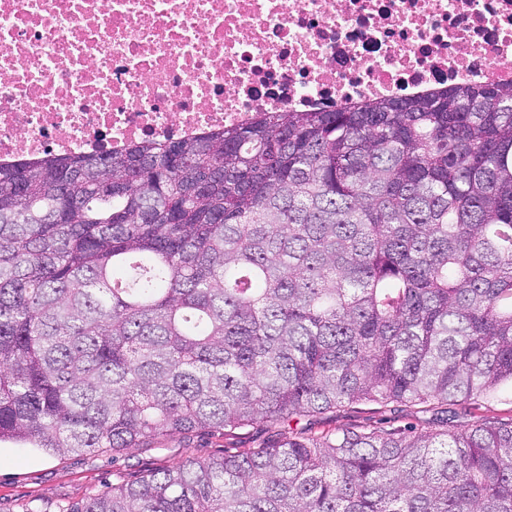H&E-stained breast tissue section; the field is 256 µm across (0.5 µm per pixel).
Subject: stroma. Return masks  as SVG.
Masks as SVG:
<instances>
[{
  "mask_svg": "<svg viewBox=\"0 0 512 512\" xmlns=\"http://www.w3.org/2000/svg\"><path fill=\"white\" fill-rule=\"evenodd\" d=\"M421 413L366 403L336 416L316 421L315 429H341L349 425L392 428L422 425ZM280 424L246 428L226 437L199 434L191 438L165 436L149 448H130L115 454L108 449L50 456L18 444L0 445V512H55L58 505H75L106 486L135 480L143 472L185 458L207 459L240 448L256 446L283 432Z\"/></svg>",
  "mask_w": 512,
  "mask_h": 512,
  "instance_id": "obj_1",
  "label": "stroma"
}]
</instances>
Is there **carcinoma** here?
<instances>
[{"label": "carcinoma", "mask_w": 512, "mask_h": 512, "mask_svg": "<svg viewBox=\"0 0 512 512\" xmlns=\"http://www.w3.org/2000/svg\"><path fill=\"white\" fill-rule=\"evenodd\" d=\"M505 386L512 84L0 166V443L288 426L56 512H512ZM476 414L502 420L510 419L512 417V389H504L488 402L482 403ZM395 407H381L377 404L366 403L355 406V409L340 412L324 420H317L312 427L314 430H340L350 424L367 427L392 428L413 424L421 427L423 421L429 419L431 413H409L395 410ZM408 413V414H407Z\"/></svg>", "instance_id": "obj_1"}]
</instances>
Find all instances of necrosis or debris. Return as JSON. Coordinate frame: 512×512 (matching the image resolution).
I'll list each match as a JSON object with an SVG mask.
<instances>
[{
    "label": "necrosis or debris",
    "mask_w": 512,
    "mask_h": 512,
    "mask_svg": "<svg viewBox=\"0 0 512 512\" xmlns=\"http://www.w3.org/2000/svg\"><path fill=\"white\" fill-rule=\"evenodd\" d=\"M512 83V0H0V163Z\"/></svg>",
    "instance_id": "4bbe7bcc"
}]
</instances>
